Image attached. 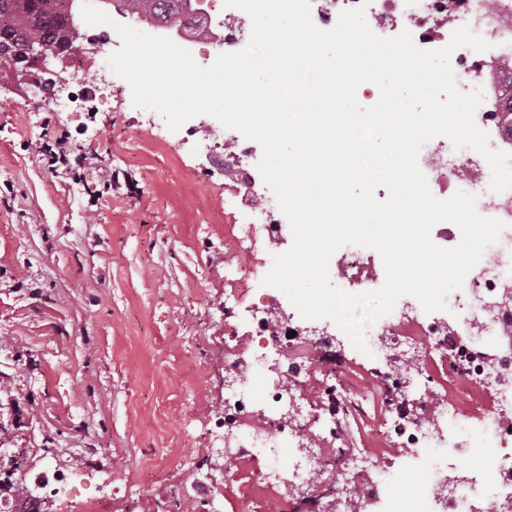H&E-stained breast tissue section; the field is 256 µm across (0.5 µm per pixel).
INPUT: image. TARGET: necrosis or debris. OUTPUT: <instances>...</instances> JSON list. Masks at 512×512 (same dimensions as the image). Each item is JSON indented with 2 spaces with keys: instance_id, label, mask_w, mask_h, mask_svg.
I'll list each match as a JSON object with an SVG mask.
<instances>
[{
  "instance_id": "necrosis-or-debris-1",
  "label": "necrosis or debris",
  "mask_w": 512,
  "mask_h": 512,
  "mask_svg": "<svg viewBox=\"0 0 512 512\" xmlns=\"http://www.w3.org/2000/svg\"><path fill=\"white\" fill-rule=\"evenodd\" d=\"M365 7L376 35L388 38L406 30L425 50L447 46L464 26L489 42L483 52L457 49L451 62L461 91L479 87L484 92L475 123L488 133L490 147L512 153V136L505 133L500 110L502 88L512 85V0H370ZM181 12V20L161 23L118 6L107 10L115 22L169 38L208 66L249 43L246 13L226 6L225 0H181ZM184 138L223 156L235 185L224 208L242 205L250 213L248 222L224 229L227 243L241 256L225 277L224 410L210 420V441L194 468L190 502L196 512H224V494L208 477L210 460L258 461L263 451L286 444L294 450L291 466L260 464L252 485L253 493L286 488L282 512H394L398 479L389 477L368 451L345 440L343 419L360 409L338 376L336 348L346 335L331 320L301 325L275 294L248 298L250 291L261 289L274 254L290 233L276 198L257 188L260 145L234 129L197 125L186 127ZM418 165L436 198L447 199L452 191L475 195L478 212L506 227L462 288L448 295L446 310L425 312L406 295L367 330L366 343L384 364L377 379L387 392L388 409L379 430L398 439L411 458L426 448L441 451V460L409 495L408 512H512V189L491 191L484 157L455 149L442 136L421 148ZM384 281V265L373 249L343 246L336 261V282L343 290L373 291ZM488 337L493 340L489 349L482 345ZM447 349L455 353L456 377L494 391L483 435L493 455L491 469L461 465L471 442L462 435L458 412L449 411L446 397L431 386L425 359ZM256 366L273 375L260 400L248 376ZM314 377L321 388L313 400L303 386ZM413 393L423 405L416 414H404L402 402ZM95 474L89 466L49 462L19 485L10 458L0 454V512H44L46 499Z\"/></svg>"
}]
</instances>
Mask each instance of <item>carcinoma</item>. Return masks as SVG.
<instances>
[{
    "mask_svg": "<svg viewBox=\"0 0 512 512\" xmlns=\"http://www.w3.org/2000/svg\"><path fill=\"white\" fill-rule=\"evenodd\" d=\"M77 31L69 24L68 0H0V52L19 43L54 40L68 43Z\"/></svg>",
    "mask_w": 512,
    "mask_h": 512,
    "instance_id": "cac0c4a2",
    "label": "carcinoma"
}]
</instances>
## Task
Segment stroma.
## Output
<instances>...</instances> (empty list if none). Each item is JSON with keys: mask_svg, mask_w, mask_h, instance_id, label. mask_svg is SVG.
Returning <instances> with one entry per match:
<instances>
[{"mask_svg": "<svg viewBox=\"0 0 512 512\" xmlns=\"http://www.w3.org/2000/svg\"><path fill=\"white\" fill-rule=\"evenodd\" d=\"M58 83L96 89L92 112L33 107L29 75L0 68V448L25 469L44 459L92 462L93 481L68 495L112 487V512H153V500L187 491L224 405L223 164L182 141L158 143L162 116L135 107L111 79L66 64ZM68 131L69 167L39 156ZM339 362L366 412L345 423L350 446L381 465L403 462L378 433L384 397L376 362L345 346ZM450 353L428 366L470 422L492 389L448 378Z\"/></svg>", "mask_w": 512, "mask_h": 512, "instance_id": "35a3bbf8", "label": "stroma"}]
</instances>
